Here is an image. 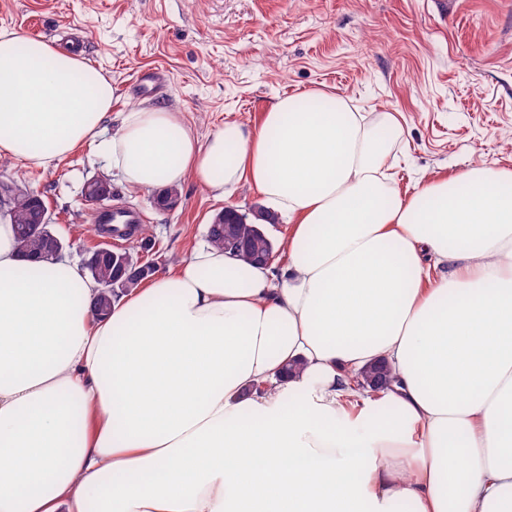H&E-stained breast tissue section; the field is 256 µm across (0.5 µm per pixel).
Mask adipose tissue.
I'll return each mask as SVG.
<instances>
[{
	"instance_id": "obj_1",
	"label": "adipose tissue",
	"mask_w": 512,
	"mask_h": 512,
	"mask_svg": "<svg viewBox=\"0 0 512 512\" xmlns=\"http://www.w3.org/2000/svg\"><path fill=\"white\" fill-rule=\"evenodd\" d=\"M114 99L81 56L0 31L1 157L86 143L136 188L248 183L284 261L198 246L100 319L98 284L0 219V512H512V171L403 197L395 118L320 90L204 140L156 106L102 139ZM376 362L388 388L353 387Z\"/></svg>"
}]
</instances>
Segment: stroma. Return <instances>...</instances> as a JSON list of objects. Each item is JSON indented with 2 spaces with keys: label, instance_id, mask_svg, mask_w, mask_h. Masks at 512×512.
Wrapping results in <instances>:
<instances>
[{
  "label": "stroma",
  "instance_id": "stroma-1",
  "mask_svg": "<svg viewBox=\"0 0 512 512\" xmlns=\"http://www.w3.org/2000/svg\"><path fill=\"white\" fill-rule=\"evenodd\" d=\"M1 28L60 48L65 32L83 33L84 59L115 90L106 138L138 106L183 113L203 139L227 122L255 128L276 98L322 89L369 124L397 120L388 164L401 194L481 163L512 170V0H0ZM153 69L164 84L140 94L137 75ZM102 173L114 204L145 213L155 246L142 258L163 272L206 241L224 207L263 203L245 183L217 199L189 180L163 212L155 190L130 186L89 145L45 168L0 157L1 175L45 200L76 262L96 244L83 188Z\"/></svg>",
  "mask_w": 512,
  "mask_h": 512
}]
</instances>
